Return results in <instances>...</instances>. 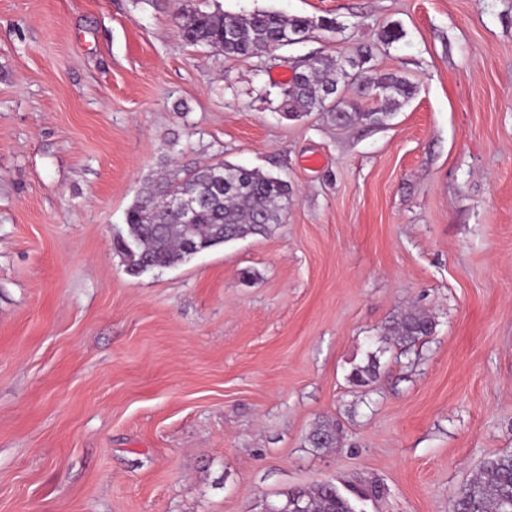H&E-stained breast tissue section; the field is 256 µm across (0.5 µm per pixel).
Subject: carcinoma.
Here are the masks:
<instances>
[{
    "label": "carcinoma",
    "instance_id": "cac0c4a2",
    "mask_svg": "<svg viewBox=\"0 0 512 512\" xmlns=\"http://www.w3.org/2000/svg\"><path fill=\"white\" fill-rule=\"evenodd\" d=\"M180 31L192 45L219 48L227 56L253 57L272 46L284 45L299 32L315 30L336 32L330 18L312 20L286 16L278 11L257 10L249 14H231L221 8L212 11L182 9ZM359 58L369 62V50L356 48L338 62L330 57H313L291 77L283 88L282 108L296 117L323 112L331 120L343 113L342 126L381 125L393 114V106L408 101L413 83L404 76L378 74L368 67L355 69L350 62ZM351 87L357 98L336 99L330 88ZM371 96L382 104L365 110L358 98ZM174 198L194 201V220L187 224L171 208ZM292 203L288 181L258 169L226 161L204 167L181 169L171 177L145 187L127 209L126 233L116 239V250L128 271L138 274L164 269L192 259L197 254L247 236L265 235L271 225L283 222ZM136 242L134 252L125 250L123 242ZM435 331L434 321L421 311H407L384 328L403 346H413ZM379 375L377 360L352 369L349 380L368 386ZM315 448L336 445V426L318 425L309 435ZM383 493L381 486L353 488L352 496L343 494L333 483L309 488H291L276 506L278 512H355V501H367ZM453 512H512V453L488 459L478 475L456 495Z\"/></svg>",
    "mask_w": 512,
    "mask_h": 512
}]
</instances>
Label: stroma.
I'll use <instances>...</instances> for the list:
<instances>
[{
  "instance_id": "1",
  "label": "stroma",
  "mask_w": 512,
  "mask_h": 512,
  "mask_svg": "<svg viewBox=\"0 0 512 512\" xmlns=\"http://www.w3.org/2000/svg\"><path fill=\"white\" fill-rule=\"evenodd\" d=\"M181 3L338 30L241 58L171 0H0V512H265L323 482L449 512L512 452V0ZM359 45L416 87L386 125L284 115L283 75ZM219 160L286 177L283 223L129 274L145 184ZM411 308L435 332L406 352L383 329Z\"/></svg>"
}]
</instances>
